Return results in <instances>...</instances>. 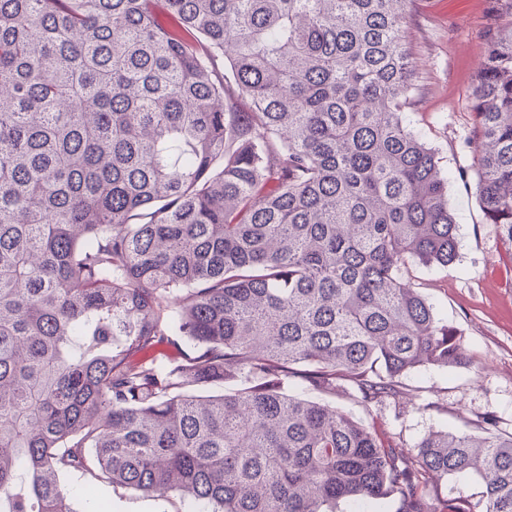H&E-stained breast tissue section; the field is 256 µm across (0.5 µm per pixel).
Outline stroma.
Instances as JSON below:
<instances>
[{"mask_svg":"<svg viewBox=\"0 0 512 512\" xmlns=\"http://www.w3.org/2000/svg\"><path fill=\"white\" fill-rule=\"evenodd\" d=\"M485 23V0H417L405 30L421 87L408 117L452 175L448 200L459 226L452 264H413L405 275L440 321L456 329L469 356L462 368L412 372L404 379L407 394L378 413L379 435L406 450L436 430L481 434L488 414L496 417L500 432L512 433V251L486 222L475 183L455 177L473 162L469 92L484 56ZM62 483L74 512H95L101 503L106 512H194L179 496L158 500L78 473L64 476Z\"/></svg>","mask_w":512,"mask_h":512,"instance_id":"1","label":"stroma"}]
</instances>
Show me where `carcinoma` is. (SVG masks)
I'll return each instance as SVG.
<instances>
[{
	"mask_svg": "<svg viewBox=\"0 0 512 512\" xmlns=\"http://www.w3.org/2000/svg\"><path fill=\"white\" fill-rule=\"evenodd\" d=\"M414 2L0 0V512H74L68 472L200 512H512L493 420L403 451L284 388L371 416L468 363L403 275L458 249L406 115ZM489 3L473 173L512 249V0ZM467 474L475 504L430 496ZM286 388L289 391V394L310 400H325L333 405H336V407L344 410L345 412L350 413L356 419H360L365 422L371 421V418L362 409V407L356 403L353 397H350L347 394L336 395V397L326 396L316 390L312 385L303 380L301 377L297 376L288 379Z\"/></svg>",
	"mask_w": 512,
	"mask_h": 512,
	"instance_id": "carcinoma-1",
	"label": "carcinoma"
}]
</instances>
